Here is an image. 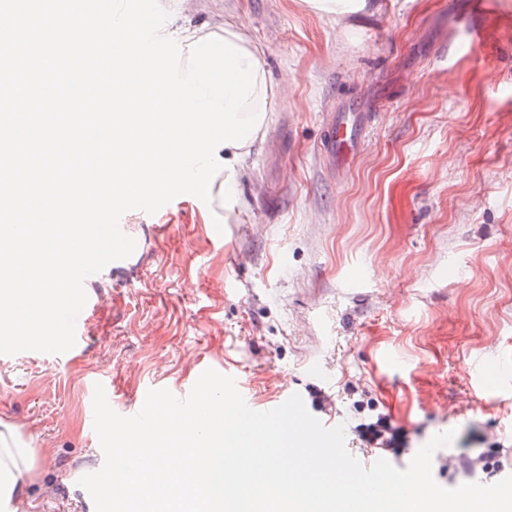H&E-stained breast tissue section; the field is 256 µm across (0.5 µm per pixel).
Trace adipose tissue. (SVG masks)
Here are the masks:
<instances>
[{"label":"adipose tissue","instance_id":"adipose-tissue-1","mask_svg":"<svg viewBox=\"0 0 512 512\" xmlns=\"http://www.w3.org/2000/svg\"><path fill=\"white\" fill-rule=\"evenodd\" d=\"M37 476L22 426L0 417V505L7 506L9 512H29L24 484Z\"/></svg>","mask_w":512,"mask_h":512}]
</instances>
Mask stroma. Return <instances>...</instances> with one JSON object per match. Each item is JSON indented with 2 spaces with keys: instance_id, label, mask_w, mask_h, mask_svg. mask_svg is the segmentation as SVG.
I'll use <instances>...</instances> for the list:
<instances>
[{
  "instance_id": "obj_1",
  "label": "stroma",
  "mask_w": 512,
  "mask_h": 512,
  "mask_svg": "<svg viewBox=\"0 0 512 512\" xmlns=\"http://www.w3.org/2000/svg\"><path fill=\"white\" fill-rule=\"evenodd\" d=\"M158 2L168 32L239 23L277 103L235 223L189 194L126 212L136 248L91 276L81 348L0 355V413L39 467L29 512H95L78 480L104 463L98 381L126 416L207 364L238 371L257 411L297 393L350 430L355 397L374 400L407 433L399 469L454 431L432 460L442 487L511 475L439 467L470 433L512 442V0H371L340 17L308 0ZM347 99L369 127L334 168L322 112Z\"/></svg>"
}]
</instances>
